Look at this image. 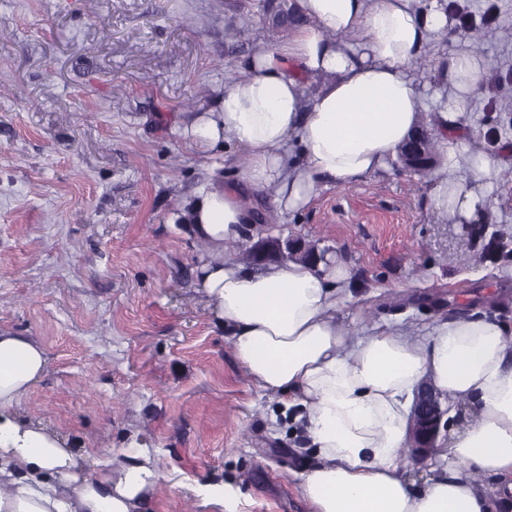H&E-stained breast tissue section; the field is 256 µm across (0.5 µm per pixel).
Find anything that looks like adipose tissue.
Returning a JSON list of instances; mask_svg holds the SVG:
<instances>
[{"mask_svg": "<svg viewBox=\"0 0 512 512\" xmlns=\"http://www.w3.org/2000/svg\"><path fill=\"white\" fill-rule=\"evenodd\" d=\"M295 2L305 25L244 59L218 110L184 129L202 150H240L242 183L291 212L323 188L387 171L419 122L413 65L439 36L465 38L449 32L438 0L419 9L412 0ZM445 76L455 91L474 93L479 55L453 54ZM429 123L440 139L434 207L471 219L486 205L477 185L493 165L480 160L470 181H448L461 125L444 109ZM182 217L208 246L201 289L237 359L259 390L285 396L316 451L300 484L312 512H496L512 501L511 325L470 316L438 320L419 339L389 326L354 341L338 319L351 279L343 261L238 263L227 250L250 221L248 207L217 176ZM47 366L38 342L0 331V512H140L159 477L147 448L105 453L84 476L67 438L17 412ZM424 383L448 397V433L419 484L407 475L404 445Z\"/></svg>", "mask_w": 512, "mask_h": 512, "instance_id": "adipose-tissue-1", "label": "adipose tissue"}]
</instances>
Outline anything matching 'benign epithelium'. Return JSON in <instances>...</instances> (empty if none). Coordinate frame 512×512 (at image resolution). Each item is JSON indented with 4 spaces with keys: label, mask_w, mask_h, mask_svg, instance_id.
Here are the masks:
<instances>
[{
    "label": "benign epithelium",
    "mask_w": 512,
    "mask_h": 512,
    "mask_svg": "<svg viewBox=\"0 0 512 512\" xmlns=\"http://www.w3.org/2000/svg\"><path fill=\"white\" fill-rule=\"evenodd\" d=\"M429 131H419L415 134L413 143L405 150L406 167L418 169L429 164L423 148L424 139ZM299 248L295 242H282L271 234L259 238L249 246L253 257L263 264L271 261H283L288 252ZM448 414V399L437 394L429 385L420 386L416 394L413 408V425L410 428V456L412 459L428 463L436 459V440L441 428L447 426L443 422Z\"/></svg>",
    "instance_id": "7a95c632"
}]
</instances>
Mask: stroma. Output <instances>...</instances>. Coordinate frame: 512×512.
<instances>
[{
    "instance_id": "stroma-1",
    "label": "stroma",
    "mask_w": 512,
    "mask_h": 512,
    "mask_svg": "<svg viewBox=\"0 0 512 512\" xmlns=\"http://www.w3.org/2000/svg\"><path fill=\"white\" fill-rule=\"evenodd\" d=\"M230 0H0V331L37 339L43 379L20 400L89 454L146 445L160 478L143 512H309L299 484L315 452L278 397L249 379L198 289L206 251L180 214L212 171L238 173L183 134L212 111L234 63L281 39ZM476 19L483 75L455 96L449 36L412 75L421 119L445 107L466 133L449 177L482 156L485 211L436 220L429 185L390 167L320 191L300 214L250 191L257 229L313 245L350 268L343 320L354 338L437 314L512 323V0H457ZM493 24H480L483 13Z\"/></svg>"
}]
</instances>
